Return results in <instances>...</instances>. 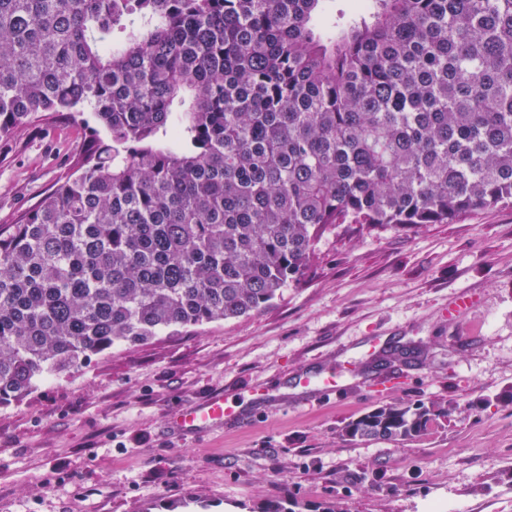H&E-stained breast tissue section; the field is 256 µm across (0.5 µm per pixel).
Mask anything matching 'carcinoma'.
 <instances>
[{
    "label": "carcinoma",
    "instance_id": "carcinoma-1",
    "mask_svg": "<svg viewBox=\"0 0 512 512\" xmlns=\"http://www.w3.org/2000/svg\"><path fill=\"white\" fill-rule=\"evenodd\" d=\"M324 3L0 0V139L38 112L98 121L79 169L0 225V406L265 310L328 230L512 204V0H369L328 24ZM448 415L383 403L344 433L408 440Z\"/></svg>",
    "mask_w": 512,
    "mask_h": 512
}]
</instances>
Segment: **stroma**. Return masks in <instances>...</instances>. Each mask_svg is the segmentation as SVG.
Here are the masks:
<instances>
[{
	"label": "stroma",
	"instance_id": "35a3bbf8",
	"mask_svg": "<svg viewBox=\"0 0 512 512\" xmlns=\"http://www.w3.org/2000/svg\"><path fill=\"white\" fill-rule=\"evenodd\" d=\"M84 131L35 119L0 140V225L73 170ZM320 264L261 313L119 346L0 407V512H240L295 493L345 512H512V205L451 224L327 231ZM460 318L446 311L461 296ZM339 366L335 394L295 381ZM383 370L398 379L375 387ZM221 393L241 417L190 436L168 426ZM432 399L447 421L412 441L360 444L371 407Z\"/></svg>",
	"mask_w": 512,
	"mask_h": 512
}]
</instances>
